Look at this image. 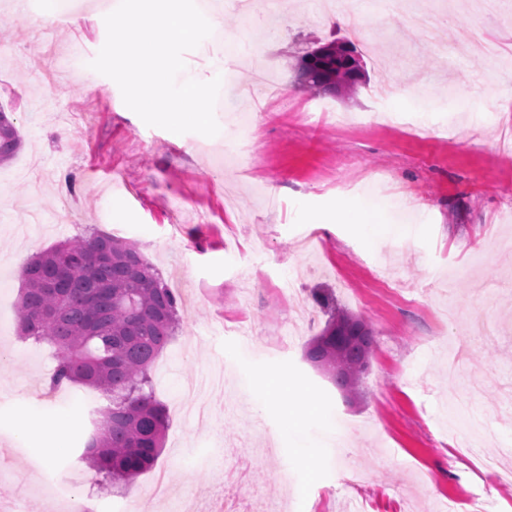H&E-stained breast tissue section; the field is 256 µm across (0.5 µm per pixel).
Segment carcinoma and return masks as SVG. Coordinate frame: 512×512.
<instances>
[{
	"label": "carcinoma",
	"instance_id": "cac0c4a2",
	"mask_svg": "<svg viewBox=\"0 0 512 512\" xmlns=\"http://www.w3.org/2000/svg\"><path fill=\"white\" fill-rule=\"evenodd\" d=\"M297 58L295 79L316 93L352 92L366 83L362 60ZM14 122L0 110V163L20 150ZM18 330L57 348L53 389L80 384L112 395L83 459L95 474L129 484L151 469L168 419L153 396L151 368L178 326L175 296L154 265L130 241L94 231L59 242L27 260ZM375 343L359 317L329 307L322 331L307 344L306 359L345 395L359 393Z\"/></svg>",
	"mask_w": 512,
	"mask_h": 512
}]
</instances>
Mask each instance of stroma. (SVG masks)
I'll return each instance as SVG.
<instances>
[{
  "label": "stroma",
  "instance_id": "stroma-1",
  "mask_svg": "<svg viewBox=\"0 0 512 512\" xmlns=\"http://www.w3.org/2000/svg\"><path fill=\"white\" fill-rule=\"evenodd\" d=\"M44 0H0V106L23 147L0 165V476L21 484L11 512H208L224 491L228 448L258 452L247 473L278 512H443L484 498L512 512V273L498 241L512 238V0L487 16L476 0H331L349 26L317 23V0H257L288 34L268 48L283 91L251 108L250 136L233 116L232 86L254 59L206 40L186 73L227 87L214 108L218 135L146 125L110 78L89 71L106 40L90 0L67 22L44 25ZM476 26L497 45L489 61L465 47L440 51L428 20ZM353 40L368 84L340 96L294 87L292 65L314 41ZM414 116L413 127H335L318 108ZM375 201L409 237L365 243L350 224H310L312 212ZM100 230L138 245L175 295L180 327L152 372L169 425L153 467L127 486L95 483L82 453L110 402L95 388L50 389L54 348L17 333L21 265L33 254ZM300 291V317L282 291ZM331 303L360 316L377 344L357 397L346 398L304 358ZM281 374L287 395L256 400L258 378ZM468 393L486 427L466 445L468 416L440 417ZM314 396L306 417L319 480H310L283 410ZM27 415L41 448L17 441ZM70 420L54 431L49 418ZM166 473L167 498L153 495Z\"/></svg>",
  "mask_w": 512,
  "mask_h": 512
}]
</instances>
